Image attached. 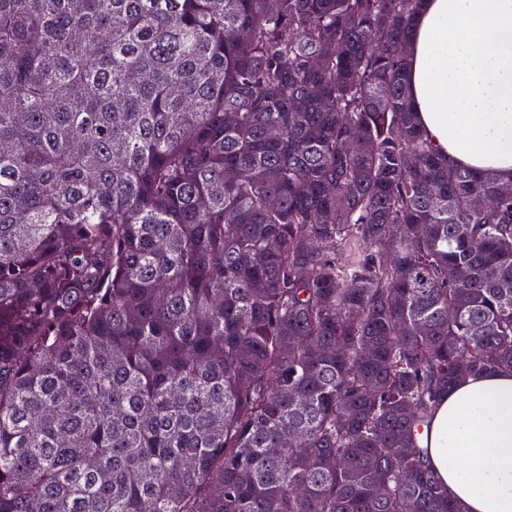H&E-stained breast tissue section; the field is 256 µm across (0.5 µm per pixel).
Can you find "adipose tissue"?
Listing matches in <instances>:
<instances>
[{
    "instance_id": "1",
    "label": "adipose tissue",
    "mask_w": 512,
    "mask_h": 512,
    "mask_svg": "<svg viewBox=\"0 0 512 512\" xmlns=\"http://www.w3.org/2000/svg\"><path fill=\"white\" fill-rule=\"evenodd\" d=\"M407 81L420 127L450 164L512 181V0H423ZM428 448L463 512H512V372L450 389Z\"/></svg>"
}]
</instances>
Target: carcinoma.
<instances>
[{
    "instance_id": "obj_1",
    "label": "carcinoma",
    "mask_w": 512,
    "mask_h": 512,
    "mask_svg": "<svg viewBox=\"0 0 512 512\" xmlns=\"http://www.w3.org/2000/svg\"><path fill=\"white\" fill-rule=\"evenodd\" d=\"M421 5L0 0V512H461L512 194L417 127Z\"/></svg>"
}]
</instances>
